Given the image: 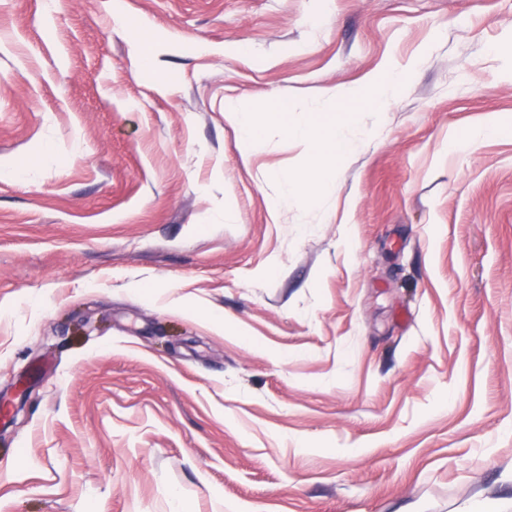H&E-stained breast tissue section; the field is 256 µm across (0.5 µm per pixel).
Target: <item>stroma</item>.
Masks as SVG:
<instances>
[{"instance_id":"obj_1","label":"stroma","mask_w":512,"mask_h":512,"mask_svg":"<svg viewBox=\"0 0 512 512\" xmlns=\"http://www.w3.org/2000/svg\"><path fill=\"white\" fill-rule=\"evenodd\" d=\"M511 63L512 0H0V512H512ZM391 66L271 209L225 107ZM402 77L394 71L387 72L370 90L372 96L382 105H389L394 99Z\"/></svg>"}]
</instances>
